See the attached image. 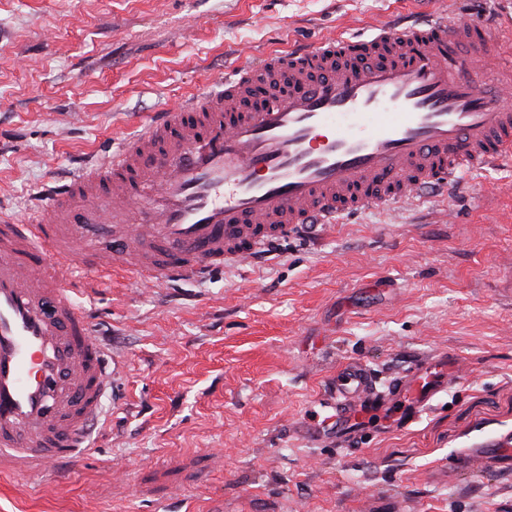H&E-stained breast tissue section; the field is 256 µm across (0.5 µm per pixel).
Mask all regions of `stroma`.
Wrapping results in <instances>:
<instances>
[{"label":"stroma","instance_id":"obj_1","mask_svg":"<svg viewBox=\"0 0 512 512\" xmlns=\"http://www.w3.org/2000/svg\"><path fill=\"white\" fill-rule=\"evenodd\" d=\"M441 2L0 0V209L248 58ZM76 300L120 363L109 412L64 476L0 474V512H512V473L436 477L512 434V168L203 282L108 272ZM444 351L452 382L411 424L301 435L342 362L383 388Z\"/></svg>","mask_w":512,"mask_h":512}]
</instances>
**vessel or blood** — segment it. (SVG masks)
Returning <instances> with one entry per match:
<instances>
[{"label": "vessel or blood", "instance_id": "vessel-or-blood-1", "mask_svg": "<svg viewBox=\"0 0 512 512\" xmlns=\"http://www.w3.org/2000/svg\"><path fill=\"white\" fill-rule=\"evenodd\" d=\"M512 44V5L458 24L448 10L378 25L225 70L95 167L36 195L27 223L0 218V469H65L91 447L112 382L106 346L74 295L115 268L202 280L306 224L447 199L466 176L512 166V73L472 61ZM447 354L376 396L359 361L336 370L339 401L303 427L346 448L364 414L405 421L448 386ZM512 471V435L449 459V482Z\"/></svg>", "mask_w": 512, "mask_h": 512}]
</instances>
